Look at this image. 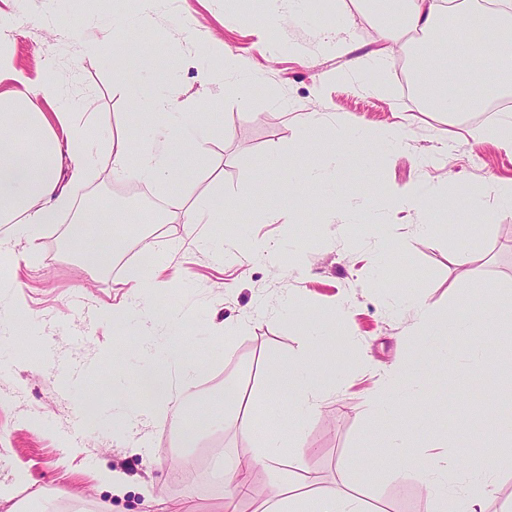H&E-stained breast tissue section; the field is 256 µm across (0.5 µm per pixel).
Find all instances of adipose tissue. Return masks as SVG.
Instances as JSON below:
<instances>
[{"label":"adipose tissue","mask_w":512,"mask_h":512,"mask_svg":"<svg viewBox=\"0 0 512 512\" xmlns=\"http://www.w3.org/2000/svg\"><path fill=\"white\" fill-rule=\"evenodd\" d=\"M371 2L386 19L395 20L389 33L393 43L413 33L421 40L434 41L440 35L441 22H449L448 50L431 63L436 78L420 82L429 110L456 111L457 92L464 86L471 90L474 109L512 86V0H495L491 8L474 0L465 5H453L449 0ZM23 80L20 73L0 69V224L9 227L8 236L0 239L4 256H16L18 245L39 240L62 211L73 209L75 189L86 182L102 156L110 158L113 180L163 184L180 168L192 164L200 148L224 133V115L217 112L209 120L153 128L145 147L138 146L127 133L110 137L103 145L92 132L97 114L89 99L71 97L50 78L41 88L47 103L42 110L16 91V84ZM20 114L26 115L25 123L17 122ZM74 211L65 233L66 249L93 270L111 268L125 250V242L89 248L94 215L82 209ZM230 211L218 194L194 201L187 211L186 237L193 244H207V237L196 232L198 225L223 223ZM123 285L130 288L133 301L121 308L99 307L95 311L98 320L151 315L141 294L143 289L156 287L155 276L137 268L128 273ZM202 371L200 362L189 361L174 378L159 365L140 374L135 393L152 396L162 405L191 407L198 403L194 387ZM265 383L272 396L288 389L284 422L295 436L321 410L325 392L336 386L308 347L295 356L269 360ZM500 429L499 422L488 421L478 438L477 452L465 459L456 476H449L447 458L431 460L423 474L427 512H486L484 495L472 493L471 488L492 484L498 471L512 467V440L502 439ZM289 459L278 435L271 433L249 461L225 463L224 512H238V501L250 493V472L258 467L271 476L262 512H384L352 495L288 493L283 475Z\"/></svg>","instance_id":"adipose-tissue-1"}]
</instances>
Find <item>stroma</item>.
Returning <instances> with one entry per match:
<instances>
[{"label": "stroma", "mask_w": 512, "mask_h": 512, "mask_svg": "<svg viewBox=\"0 0 512 512\" xmlns=\"http://www.w3.org/2000/svg\"><path fill=\"white\" fill-rule=\"evenodd\" d=\"M0 7L27 19L0 44V59L31 78L48 72L92 99L97 137L126 131L136 103L118 84L110 55L82 56L78 33L116 17L151 54L153 70L194 99L196 119L224 115L223 136L205 146L198 164L164 188L149 187L145 211L157 202L176 207L161 234L135 221L95 228L107 239L149 238L150 252L135 251L128 265H159L161 286L148 293L156 316L97 321L96 308L128 299L121 286L128 265L93 271L66 250L61 225L27 246L22 292L0 294V307L19 302L24 316L0 321V485L11 490L0 512H97L102 502L111 512H148L150 495L167 499L173 512H219L224 484L215 455L244 462L255 453L288 400L284 392L268 398L265 364L295 355L307 337L320 361L333 346L342 352L336 390L298 440L306 453L292 472L294 486L310 481L317 492L353 493L386 512H426L421 465L442 448L461 462L487 418L512 412V363L502 359L512 338L482 328L485 284L512 299V211L490 206L463 226L448 208L393 209L382 196L423 182L447 197L458 179L491 191L497 179L511 178L512 155L469 135L491 113L471 109L463 94L451 117L406 93L422 47L387 42L386 19L364 0H5ZM210 37L251 74L238 92L216 97L200 85L203 72L225 77L198 49ZM300 112L322 118L330 138L305 141ZM394 127L399 141L391 150L385 135ZM273 158L283 169L269 168ZM309 165L323 168L321 184L299 182L287 219L261 220L286 168ZM190 183L197 194L219 191L247 205L205 248L181 240ZM426 222L447 225V235H420ZM384 231L395 246L385 254ZM251 238L265 241L275 261L245 260L233 250V242ZM461 241L470 243L474 266L453 255ZM412 294L435 315L477 326L476 337L416 335L417 312L405 303ZM171 312L180 330L166 326ZM183 342L208 367L196 383L199 398H219L225 382L239 383L252 435L204 424L191 411L177 423L134 413L139 375L158 359L179 368ZM30 345L41 366L24 360ZM417 354L421 372L408 393L381 398L387 372ZM444 388L455 394L453 410L434 404ZM403 422L419 432L408 450L414 466L373 469L374 441ZM183 428L198 430V438L184 443ZM183 455L192 468L180 465ZM20 471L28 480L17 486ZM115 472L126 478L119 494L109 481Z\"/></svg>", "instance_id": "1"}]
</instances>
